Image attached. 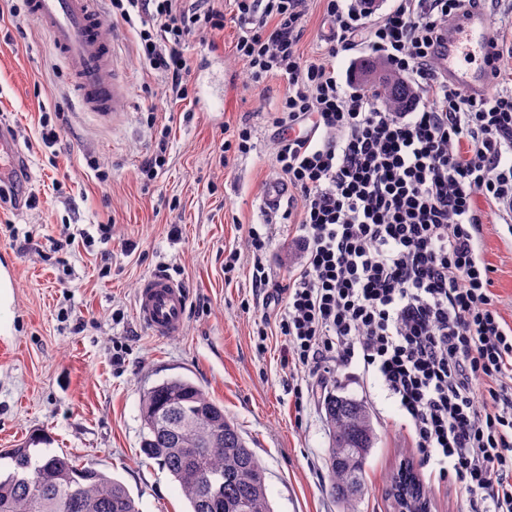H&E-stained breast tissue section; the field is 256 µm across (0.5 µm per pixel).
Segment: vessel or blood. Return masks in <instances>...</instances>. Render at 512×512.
Masks as SVG:
<instances>
[{"mask_svg":"<svg viewBox=\"0 0 512 512\" xmlns=\"http://www.w3.org/2000/svg\"><path fill=\"white\" fill-rule=\"evenodd\" d=\"M100 0H27V11L49 33L56 55L64 62L76 98L85 111L110 119L128 87L118 77L115 43L102 31ZM498 31L484 11H463L448 22L437 56L439 72L466 95L479 100L493 88V55ZM478 55L476 68L461 65L466 47ZM33 176L28 158L19 152L12 136L0 128V185ZM286 182L268 181L261 198L266 212H277L287 197ZM139 321L154 336L180 335L187 320L188 295L171 277L155 273L141 281L136 301Z\"/></svg>","mask_w":512,"mask_h":512,"instance_id":"b4317fda","label":"vessel or blood"}]
</instances>
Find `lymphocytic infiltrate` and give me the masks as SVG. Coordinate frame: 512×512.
Here are the masks:
<instances>
[{
	"instance_id": "obj_1",
	"label": "lymphocytic infiltrate",
	"mask_w": 512,
	"mask_h": 512,
	"mask_svg": "<svg viewBox=\"0 0 512 512\" xmlns=\"http://www.w3.org/2000/svg\"><path fill=\"white\" fill-rule=\"evenodd\" d=\"M325 55L301 43L309 0H110L136 54L170 97L193 93L187 42L234 18L253 80L280 77L275 165L297 212L300 263L265 262L268 227L249 225L257 337L285 342L284 367L317 378L357 365L379 379L429 482L459 485L460 512H512V325L480 240L485 199L512 217V91L474 101L437 71L439 34L489 0H397L367 25L371 0H323ZM366 41L416 89L400 112L347 91L333 64Z\"/></svg>"
}]
</instances>
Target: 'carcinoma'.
Masks as SVG:
<instances>
[{
  "label": "carcinoma",
  "instance_id": "obj_1",
  "mask_svg": "<svg viewBox=\"0 0 512 512\" xmlns=\"http://www.w3.org/2000/svg\"><path fill=\"white\" fill-rule=\"evenodd\" d=\"M387 108L413 97L415 89L389 72L379 85ZM330 427L328 467L336 499L349 504L364 483V456L347 455L341 445L370 448L375 440L364 403L331 394L324 400ZM141 451L178 482L190 512H273L266 471L248 448L224 407L192 381L177 377L144 391ZM33 438L19 448L0 450L12 468L0 473V512H140L118 481L67 454L38 447Z\"/></svg>",
  "mask_w": 512,
  "mask_h": 512
}]
</instances>
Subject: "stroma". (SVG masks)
I'll use <instances>...</instances> for the list:
<instances>
[{
	"instance_id": "obj_1",
	"label": "stroma",
	"mask_w": 512,
	"mask_h": 512,
	"mask_svg": "<svg viewBox=\"0 0 512 512\" xmlns=\"http://www.w3.org/2000/svg\"><path fill=\"white\" fill-rule=\"evenodd\" d=\"M101 11L129 91L106 124L73 98L46 32L24 13L0 19V122L29 157L30 191L39 199L19 213L0 208V267L13 273L10 315L0 323V448L44 434L53 452L121 481L140 512H188L178 483L140 452L144 391L181 376L237 424L266 470L273 512H396L389 477L401 463L418 462L396 404L375 380L343 371L328 384L364 402L376 432L364 491L342 507L331 492L323 395L299 400L290 391L281 337L259 348L263 310L253 301L250 260L234 275L224 272L227 251H246L247 226L264 219L261 195L278 174L273 114L284 82L252 81L233 55L238 28L230 21L185 45L196 98L166 105L160 77L136 55L134 32L113 18L109 0ZM43 106L61 114L50 148L38 124ZM243 119L254 148L221 165L219 146ZM160 124L171 129L170 154L145 181L138 169ZM91 158L98 169L88 167ZM99 169L107 180L96 178ZM107 220L111 241H71V229ZM25 235L32 246L24 250L15 239ZM481 250L512 324V230L498 219L485 224ZM301 255L294 229L276 225L267 264L284 274ZM159 270L188 291L178 336H153L135 315L141 279Z\"/></svg>"
}]
</instances>
